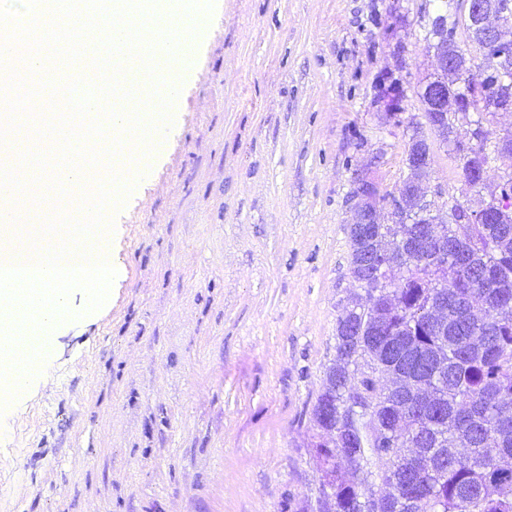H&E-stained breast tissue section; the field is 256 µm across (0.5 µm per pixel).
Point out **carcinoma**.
<instances>
[{"label": "carcinoma", "instance_id": "cac0c4a2", "mask_svg": "<svg viewBox=\"0 0 512 512\" xmlns=\"http://www.w3.org/2000/svg\"><path fill=\"white\" fill-rule=\"evenodd\" d=\"M469 104L489 113L484 88L512 105L508 78H466ZM477 147L463 166L479 169L496 159L490 131H468ZM467 210L450 208L448 257L437 246L415 242L419 225L385 224L359 240L348 229L350 270L360 287L377 290L366 310L344 313L336 325V357L326 369L312 409L324 439L316 444L327 465L319 512H358L360 493L336 476L340 459L355 473L380 468L395 498L423 499L427 512H512V468L494 465L512 457V223L468 224ZM399 260L406 275L385 285L362 267L366 252ZM445 303L446 331L427 312ZM370 401L369 418L350 420L348 402ZM335 444H329L330 432Z\"/></svg>", "mask_w": 512, "mask_h": 512}]
</instances>
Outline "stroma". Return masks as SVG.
Instances as JSON below:
<instances>
[{
  "label": "stroma",
  "instance_id": "obj_1",
  "mask_svg": "<svg viewBox=\"0 0 512 512\" xmlns=\"http://www.w3.org/2000/svg\"><path fill=\"white\" fill-rule=\"evenodd\" d=\"M463 0H216L178 108L136 164L110 237L117 274L74 290L32 381L0 416V512H298L323 468L310 416L336 354L359 179L396 191L413 135L428 199L477 206L464 153L430 128L425 34Z\"/></svg>",
  "mask_w": 512,
  "mask_h": 512
}]
</instances>
